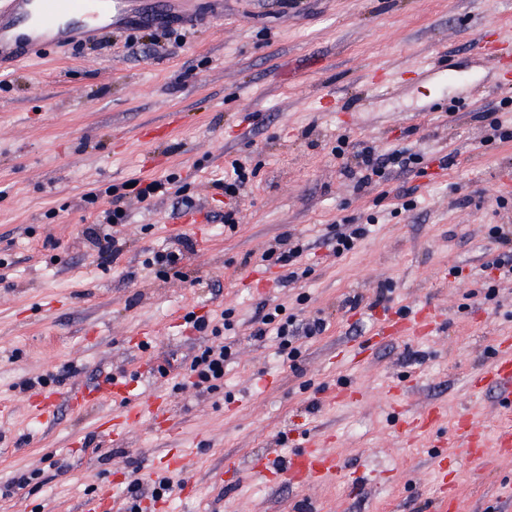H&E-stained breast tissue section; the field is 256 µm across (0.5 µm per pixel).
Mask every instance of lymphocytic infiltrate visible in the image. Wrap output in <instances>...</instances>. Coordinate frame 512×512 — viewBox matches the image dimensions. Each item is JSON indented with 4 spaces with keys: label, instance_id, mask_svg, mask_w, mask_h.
<instances>
[{
    "label": "lymphocytic infiltrate",
    "instance_id": "lymphocytic-infiltrate-1",
    "mask_svg": "<svg viewBox=\"0 0 512 512\" xmlns=\"http://www.w3.org/2000/svg\"><path fill=\"white\" fill-rule=\"evenodd\" d=\"M422 162L419 153L410 148L393 150L386 154L376 153L371 146H363L355 154L353 166L348 167L347 175L356 190L386 182L393 175L413 171ZM175 182L174 177L153 180L146 183L134 182L133 186L113 185L106 193L111 199L112 207L103 211L102 221L107 224L105 233L95 234L92 238L100 266L107 267L119 258L122 248L114 232L115 227L123 225L127 217V199L135 197L138 202H151L156 197L169 193ZM369 227L356 217H344L328 226L324 235L330 256L341 257L353 251L368 235ZM491 238L501 246L500 253L484 268L487 276L484 281V298L488 301L497 300V285L502 281L512 280V236L500 226H492L489 230ZM308 249L302 237L293 233H285L276 239L274 244L264 249L260 255V263L264 269H277L282 284H291L310 275V268L300 267L299 262ZM185 321L197 332L211 331L213 343L199 347L192 354L187 370L193 377L194 388L214 394L219 392L224 383V367L237 356L233 343L223 341L224 332L234 330L236 323L232 310H224L220 323H213L206 315L189 313ZM254 325L252 336L255 340H263L266 336H276L277 353L286 357L289 363H298L302 351L301 341L305 338L319 336L325 329L324 318L318 315L301 317L287 313L284 305L261 302L252 319Z\"/></svg>",
    "mask_w": 512,
    "mask_h": 512
}]
</instances>
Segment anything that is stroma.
Returning <instances> with one entry per match:
<instances>
[{"label": "stroma", "mask_w": 512, "mask_h": 512, "mask_svg": "<svg viewBox=\"0 0 512 512\" xmlns=\"http://www.w3.org/2000/svg\"><path fill=\"white\" fill-rule=\"evenodd\" d=\"M490 22L512 26V0H224L223 13L203 6L180 25L182 43L166 53L127 52L118 36L0 74V512H78L104 487L122 501L128 460L154 477L172 449L187 456L181 477L193 496L173 494L157 512H433L434 454L451 455L455 416L473 413L489 432L506 423L496 392L468 385L512 336V284L501 283L494 303L480 293L481 268L498 252L488 229L512 228V207L496 204L512 181V140H484L487 110L504 93L476 51ZM428 61L470 73L483 92L452 115L429 103L460 99L455 86L424 95L410 84H367L372 69ZM325 95L347 113L318 111ZM342 136L380 152L412 146L428 174L356 193L346 172L352 158L336 153ZM445 155L453 163L443 169ZM235 159L256 171L237 200L235 232L202 214L191 223L174 216L176 196L135 203L117 263L97 265L87 231L110 207L107 186L172 174L205 210L220 212L214 184ZM408 187L417 206L398 211ZM92 192L99 198L86 204ZM359 213L378 224L352 252L328 256L327 224ZM288 230L308 244L312 273L264 288L243 260ZM162 248L182 252L181 277L145 268L148 250ZM453 267L461 276L450 275ZM386 286L392 308L437 307L438 330L332 368L338 350L369 335ZM302 293L327 329L303 340L294 370L273 358V340L249 332L259 301L292 311ZM226 308L242 326L223 393L173 390L154 366L178 365L210 341L175 324V313ZM141 331L149 335L142 344ZM63 366L71 374L56 388V419H32L27 382ZM138 368V390H163L174 426L141 421L116 447L94 423L121 403L75 413L68 397ZM330 384L347 387L350 400L327 403ZM429 406L445 412L439 432L406 436L404 417ZM89 439L109 458L82 450ZM309 439L336 454L342 476L271 487L223 470L227 459L285 456ZM53 458L65 470L50 467ZM35 468L37 490H8L12 477ZM357 474L367 481L354 495L348 480ZM455 480L456 512L512 505V456L488 449L485 462H462Z\"/></svg>", "instance_id": "obj_1"}]
</instances>
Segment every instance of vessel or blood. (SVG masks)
I'll return each instance as SVG.
<instances>
[{
    "instance_id": "1",
    "label": "vessel or blood",
    "mask_w": 512,
    "mask_h": 512,
    "mask_svg": "<svg viewBox=\"0 0 512 512\" xmlns=\"http://www.w3.org/2000/svg\"><path fill=\"white\" fill-rule=\"evenodd\" d=\"M137 14L136 0H0V70L18 68L33 54L47 48H60L94 37L100 30L123 26ZM494 40L482 46L481 52L495 66L499 84L512 83V35H503L499 26H492ZM426 83L442 81L458 87H472L473 82L445 64H432L411 71L388 72L374 70L370 87H399L408 81ZM439 319L436 308L424 306L413 314L402 316L387 312L375 322L371 342L390 343L403 337L418 338L429 333ZM477 387H493L502 407L512 412V353L497 359L491 367L474 379ZM121 399L122 413L107 418L102 429L113 443L120 445L127 431L148 419L171 425L172 410L166 396L151 392L142 396L133 392L131 382L123 376H113L93 388L70 397L71 407L83 410L112 399ZM457 447L462 457L478 460L487 448H496L499 454L512 455V426L497 430L494 438H487L469 414L457 415L454 426ZM249 468L263 479L274 478L292 483L313 482L336 476L342 466L337 457L326 452L319 443L308 442L289 458L281 460L273 453H265L251 460Z\"/></svg>"
}]
</instances>
